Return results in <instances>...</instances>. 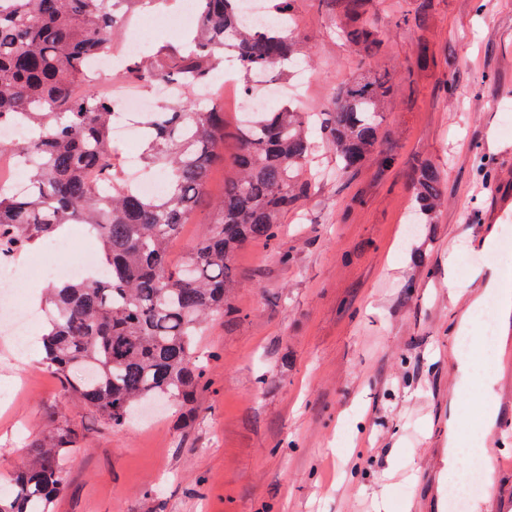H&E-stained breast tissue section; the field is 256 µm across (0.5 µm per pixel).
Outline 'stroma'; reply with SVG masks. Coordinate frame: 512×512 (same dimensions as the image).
<instances>
[{"mask_svg":"<svg viewBox=\"0 0 512 512\" xmlns=\"http://www.w3.org/2000/svg\"><path fill=\"white\" fill-rule=\"evenodd\" d=\"M420 0H368L382 46L369 59L346 38L347 0H298L300 52L313 76L302 111L328 112L336 88L388 71L380 114L390 164L370 157L342 171L320 140L319 173L270 243L235 256L236 317L214 316L198 338L210 353L208 389L192 421L179 406L120 430L70 395L42 363L41 297L25 354L0 335V480L30 444L63 424L81 446L66 464L52 512H442L459 465L489 439L448 443L456 371L448 360L495 309L473 272L502 266L512 220L489 222L512 192V0H431L426 21L402 22ZM239 85L214 86L224 103V158L207 202L185 224L173 261L208 230L237 151ZM441 174L448 206L408 234L415 172ZM494 236L485 251L471 242ZM457 248L456 291L448 251ZM376 441L372 464L350 458Z\"/></svg>","mask_w":512,"mask_h":512,"instance_id":"obj_1","label":"stroma"}]
</instances>
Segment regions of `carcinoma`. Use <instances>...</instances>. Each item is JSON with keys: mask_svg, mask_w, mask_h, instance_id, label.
<instances>
[{"mask_svg": "<svg viewBox=\"0 0 512 512\" xmlns=\"http://www.w3.org/2000/svg\"><path fill=\"white\" fill-rule=\"evenodd\" d=\"M9 2L0 8V125L21 115L36 133L0 140V156L30 158L26 191H0V251L19 252L67 224H85L100 240L84 278L47 291L43 363L84 408L119 430L149 403L189 405L208 387L197 337L210 315L238 314L232 259L249 241L274 240L303 192L299 176L316 148L308 116L289 104L250 114L207 232L181 264H169L172 241L223 159L224 112L213 101L195 104L189 93L213 81L229 56L246 90L253 72L296 60L298 28L277 19L296 17L297 0H269L274 21L266 29L243 21V0H197L186 47L166 45L149 61H129L124 76L134 85L177 80L183 88L154 112L143 137L145 169L165 175L155 197L141 194L117 163L112 103L88 65L121 36L130 12L165 0ZM347 37L366 54L380 48L369 21ZM392 91L386 72L359 74L336 89L320 132L344 171L382 153L378 118ZM444 201L440 173L421 167L418 213L430 219ZM78 447L80 433L69 425L33 443L27 464L0 489V512H51L65 486L62 459Z\"/></svg>", "mask_w": 512, "mask_h": 512, "instance_id": "cac0c4a2", "label": "carcinoma"}]
</instances>
